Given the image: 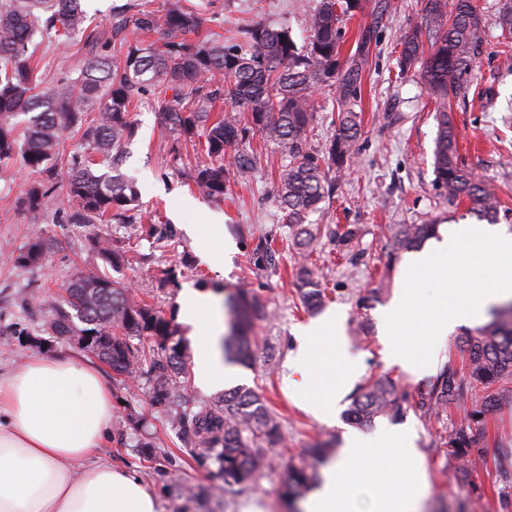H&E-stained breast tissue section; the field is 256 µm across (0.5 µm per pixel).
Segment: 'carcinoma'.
Listing matches in <instances>:
<instances>
[{"mask_svg":"<svg viewBox=\"0 0 512 512\" xmlns=\"http://www.w3.org/2000/svg\"><path fill=\"white\" fill-rule=\"evenodd\" d=\"M367 0H320L307 17V41L297 46L286 27L256 24L242 31L248 44H226L202 33L204 18L198 9L173 4L162 15L143 12L136 19L141 32L166 37L158 50L143 40L126 42L124 51L87 59L75 79L61 78L43 94L35 93L37 68L31 49L35 32L64 47L73 34L88 33L95 47L100 37L88 30L82 0H3L0 3V165L14 157L32 173L46 179L30 184L22 203L33 224L45 223L42 199L66 173L67 209L63 218L73 224H129L141 237L158 233L155 225L142 224L137 191L119 171L125 144L134 135L129 119L133 104L156 92L159 102L158 132L162 137L200 136L209 162L197 168L194 185L212 199L224 198L228 170L226 149L244 145L254 133L288 153L282 170L278 202L287 223L296 225L295 244L313 249L317 237L304 226L306 215L325 201V171L343 170L354 158L360 124L358 103L362 74L373 39L371 27L361 28L355 50L342 56L345 21L366 10ZM421 22L400 36L399 69H418L437 104L438 134L434 149L437 187L451 203L467 201L470 215L496 220L500 201L493 186L460 160L458 136L448 114V102L467 89L476 59L481 54L483 15L475 0H420ZM336 94L337 128L325 153L310 151L314 94ZM228 103L232 111L211 119V107ZM31 114L18 141L3 118ZM83 130L89 148L65 151V133ZM111 159L112 174L94 168V156ZM436 224H398L391 229V254L420 246L436 235ZM92 245L112 265L125 261V251L91 238ZM44 258L43 239L35 235L26 251L15 257L23 266H38ZM297 292L309 311L324 302L321 275L303 265L297 272ZM234 316L232 332L224 338V357L244 362L253 357L247 329L265 317L264 306L247 288L226 302ZM491 321L457 340L461 366L448 364L421 394L415 411L430 416L471 400L472 417L448 431L442 445L448 460L463 472L476 465L478 444L486 433L487 416L495 413L512 392V301L490 312ZM83 327H78L74 320ZM52 334L60 337L87 334L96 337L92 354L124 378H138L146 362L157 373V405L168 413L171 427L219 465L224 483L249 484L265 466L259 446H274L281 438L280 425L261 396L247 388L224 394L194 411L184 407L181 393L184 374L180 341L174 340L171 321L160 315L127 288L107 276L73 274L65 286L63 304L51 321ZM149 337L157 351L150 354L131 345L130 339ZM407 412L396 381L382 375L371 378L352 395L350 420L369 425L379 416ZM313 480L302 459L288 466L283 486L290 507L297 510Z\"/></svg>","mask_w":512,"mask_h":512,"instance_id":"obj_1","label":"carcinoma"}]
</instances>
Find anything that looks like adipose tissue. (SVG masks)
<instances>
[{
  "instance_id": "adipose-tissue-1",
  "label": "adipose tissue",
  "mask_w": 512,
  "mask_h": 512,
  "mask_svg": "<svg viewBox=\"0 0 512 512\" xmlns=\"http://www.w3.org/2000/svg\"><path fill=\"white\" fill-rule=\"evenodd\" d=\"M200 256L213 270L232 269L236 243L219 220L197 233ZM182 321L194 340L192 370L202 390L221 389L238 376L219 343L224 331L211 293L183 295ZM361 362L346 348L335 311L296 328L282 371L287 396L305 413L328 424L355 385ZM112 419V394L93 367L68 358L36 357L0 375V512H163L140 479L96 462ZM417 436L407 427L372 434L348 432L339 458L328 461L304 512H358L361 489L373 494L372 512H415L428 486ZM93 460L83 478L74 468Z\"/></svg>"
}]
</instances>
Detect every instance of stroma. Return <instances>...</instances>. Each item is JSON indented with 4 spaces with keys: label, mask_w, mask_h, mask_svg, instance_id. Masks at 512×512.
Listing matches in <instances>:
<instances>
[{
    "label": "stroma",
    "mask_w": 512,
    "mask_h": 512,
    "mask_svg": "<svg viewBox=\"0 0 512 512\" xmlns=\"http://www.w3.org/2000/svg\"><path fill=\"white\" fill-rule=\"evenodd\" d=\"M174 0H84L89 25L100 32L110 49L119 50L135 32L141 12L164 13ZM200 6L205 28L213 38L239 41L242 27L257 23L289 28L296 43H304L305 9L318 0H193ZM503 0H477L483 15V52L464 96L452 99L450 114L459 133V152L465 164L496 187L499 222L512 231V41L503 38L498 15ZM421 20L420 0H391L385 11L365 13L346 25L344 52H351L359 25L374 27L373 42L363 73L358 112L361 137L348 169L330 173L334 187L330 201L310 213L306 221L321 236L315 251L303 254L294 245L277 201L279 175L288 164L287 153L254 137L250 150L261 156V167L240 171L234 167L235 149H227L224 163L230 184L223 200L200 195L193 183L197 162L205 161L202 140H161L153 99L130 112L136 134L120 167L140 190L139 210L144 223L162 224L172 241L145 238L137 241L125 263L110 266L89 247L90 237L119 240L122 225L89 226L61 222L57 214L62 192L43 201L45 224H31L20 197L35 176L21 160L0 167V371L17 369L36 355L70 356L92 360L91 352L70 338L52 336V307L77 272L105 275L128 286L137 298L180 318V296L186 288L219 290L229 295L239 288L257 292L268 316L255 323L254 360L244 368L241 386L254 389L280 424L282 439L266 448L268 467L251 484L228 487L215 462L203 451L186 445L162 410L153 403L152 372L137 381L115 375L107 365L99 370L112 390V423L101 451L102 461L140 477L161 502L163 512H242L247 502L262 512H288L281 495L289 462L307 448L331 443L341 448L348 428L344 416L335 425L315 421L285 396L281 389L282 363L297 325L312 320L295 289L299 264L308 262L321 274L326 308L345 314L344 334L353 353L364 358V377L391 374L399 392L415 403L426 390L427 379L415 378L398 365L383 361L378 334V313L401 286L399 260L389 259L386 230L393 224L447 226L448 198L435 185L434 147L437 136L435 104L418 71L400 73V34ZM40 82L47 91L57 80L76 77L79 61L90 56L84 38L67 48L41 40L37 51ZM224 218V226L238 246L233 268L221 277L201 261L186 224H205L208 215ZM353 230L347 245L331 240V233ZM45 244L40 266L27 267L15 258L34 233ZM170 271L160 283L161 271ZM461 410L422 417L407 411L404 425L418 435L417 447L428 473V488L419 512H512V465L496 466L499 451L512 448V398L504 397L489 424L483 465L461 475L443 452L439 435L460 421ZM149 443L143 455L140 443ZM189 484L206 493L200 500L177 495Z\"/></svg>",
    "instance_id": "obj_1"
}]
</instances>
